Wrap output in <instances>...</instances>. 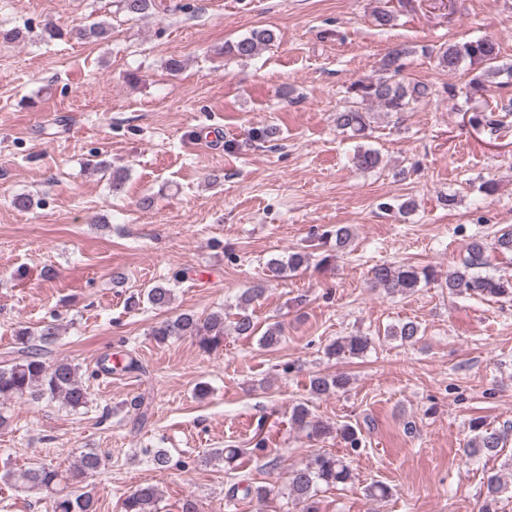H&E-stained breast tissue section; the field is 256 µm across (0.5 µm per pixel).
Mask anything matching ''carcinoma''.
I'll return each mask as SVG.
<instances>
[{"instance_id": "cac0c4a2", "label": "carcinoma", "mask_w": 512, "mask_h": 512, "mask_svg": "<svg viewBox=\"0 0 512 512\" xmlns=\"http://www.w3.org/2000/svg\"><path fill=\"white\" fill-rule=\"evenodd\" d=\"M122 9L131 15H142L155 6V0H121ZM110 24L96 21L80 31L88 42L105 40L110 35ZM275 39L269 28H257L249 35L231 42L224 47V53L240 60H247L259 53ZM499 45L490 38L449 44L437 54L438 65L450 72L456 71L465 60L478 61L485 69L474 79L472 85L484 88L502 72H512V66L499 64ZM409 54L404 47L387 53L381 65V74L368 81L350 85L348 93L352 101L336 113V127L363 135L370 127L371 106L387 114H402L412 111L421 101L429 98L432 88L423 82H404L398 78L403 68V59ZM471 123L493 135L500 130L504 121L494 113H476ZM353 163L360 169H374L381 163L379 153L370 149H358ZM495 249L501 255L512 254V225L498 230ZM306 263V257L299 253L288 255L287 259L268 262L270 272L280 277L288 271H296ZM490 266L487 246L480 238L473 239L467 248V256L454 268L448 270L445 286L452 295L477 296L484 299H506L512 301V277L503 278L486 270ZM435 280V272L429 267L414 265L378 264L372 268L369 285L381 288L390 295L412 293L421 284ZM262 294L260 288H250L239 298L240 312L233 322V330L239 336H253L257 331L248 306ZM147 302L154 308H166L172 300V289L155 285L146 291ZM390 337H398L409 343L418 340L420 326L414 321L404 322L386 331ZM60 329L54 323H44L35 329L23 328L16 332L17 350L0 361V407L4 408L20 399L31 401H55L78 410L88 404V387L79 374V367L66 359L48 361L45 349L55 344ZM152 336L160 342L182 336H194L201 349L210 352L224 343V315L213 313L202 320L191 313L168 317L152 330ZM372 347V338L367 335L347 336L336 340L326 348L330 357L346 354L360 355ZM116 370L124 373L143 371L139 362L130 357L120 366L108 365V358L99 362V371L110 374ZM348 384L341 375L317 374L309 381V392L319 397L330 395ZM291 423L307 433L310 438H324L331 434L340 436L346 447L355 452L361 445L356 431L349 427H333L312 417L308 405L299 402L292 407ZM474 436L468 441L464 453L469 458H493L500 455L509 439L512 427L500 430L485 427L480 420L470 423ZM104 467L102 457L93 449L79 456L72 470H63L51 464H35L14 467L5 462L0 466V481L29 492L43 494L48 499L49 512H96V502L89 492L75 494L70 491L72 481L79 475L93 474ZM352 479L350 461L329 452L312 455L301 466L293 469L288 478V496L301 506V512H319L317 493L323 486L335 487ZM508 486L499 476L492 475L486 482L484 504L481 512H494L493 504ZM157 491L152 485L139 487L122 503V512H158Z\"/></svg>"}]
</instances>
